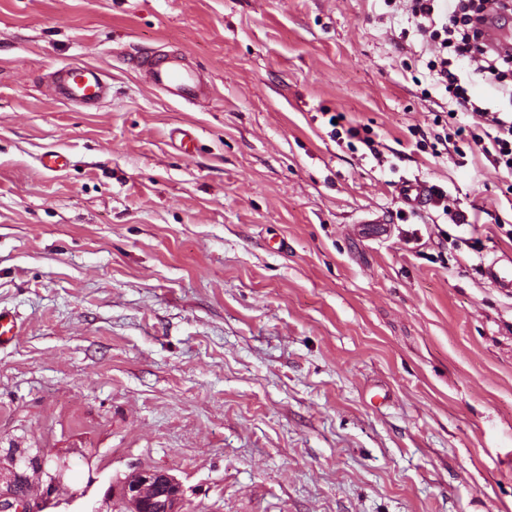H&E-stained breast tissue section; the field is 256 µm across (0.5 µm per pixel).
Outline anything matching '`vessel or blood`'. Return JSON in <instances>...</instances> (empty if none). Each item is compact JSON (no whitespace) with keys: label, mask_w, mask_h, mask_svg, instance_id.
I'll return each instance as SVG.
<instances>
[{"label":"vessel or blood","mask_w":512,"mask_h":512,"mask_svg":"<svg viewBox=\"0 0 512 512\" xmlns=\"http://www.w3.org/2000/svg\"><path fill=\"white\" fill-rule=\"evenodd\" d=\"M133 67L145 70L152 86L166 92L172 100L193 104L207 99L210 94L207 81L186 67L180 57H140L134 60ZM53 91L66 103L96 104L107 98L109 85L95 65L69 64L57 71ZM399 197L406 207L416 211L428 202L430 188L425 182L406 179L399 185ZM480 273L492 287L512 294L511 256L485 261Z\"/></svg>","instance_id":"1"}]
</instances>
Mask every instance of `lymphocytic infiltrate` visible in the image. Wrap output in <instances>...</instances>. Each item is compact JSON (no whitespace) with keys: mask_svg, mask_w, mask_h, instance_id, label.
<instances>
[{"mask_svg":"<svg viewBox=\"0 0 512 512\" xmlns=\"http://www.w3.org/2000/svg\"><path fill=\"white\" fill-rule=\"evenodd\" d=\"M512 11V0H479L476 10H469L467 0H411V15L417 32L437 37L444 52L430 61L429 70L435 81L444 85L452 113L459 119L449 127V138L471 139L478 151L494 168L512 177V112H498L478 106L469 90L454 72L456 59L469 58L485 81L512 98V55L489 47L483 40L481 23L487 14ZM479 117L481 134H473L463 124L466 115Z\"/></svg>","mask_w":512,"mask_h":512,"instance_id":"lymphocytic-infiltrate-1","label":"lymphocytic infiltrate"}]
</instances>
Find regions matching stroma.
I'll return each instance as SVG.
<instances>
[{"label": "stroma", "instance_id": "1", "mask_svg": "<svg viewBox=\"0 0 512 512\" xmlns=\"http://www.w3.org/2000/svg\"><path fill=\"white\" fill-rule=\"evenodd\" d=\"M149 51L212 102L149 87ZM430 58L385 0H0V448L69 458L51 512H118L135 468L184 512H512V295L480 275L512 178L432 153ZM74 62L97 106L47 95ZM406 179L478 224L408 210Z\"/></svg>", "mask_w": 512, "mask_h": 512}]
</instances>
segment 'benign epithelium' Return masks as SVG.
Returning a JSON list of instances; mask_svg holds the SVG:
<instances>
[{
    "label": "benign epithelium",
    "instance_id": "benign-epithelium-1",
    "mask_svg": "<svg viewBox=\"0 0 512 512\" xmlns=\"http://www.w3.org/2000/svg\"><path fill=\"white\" fill-rule=\"evenodd\" d=\"M50 459L38 453L23 466L12 464L0 469V512H43L32 493L49 505L60 490L66 464H56L55 473L48 472ZM119 498L124 512H183L184 494L179 480L158 469H135L121 483Z\"/></svg>",
    "mask_w": 512,
    "mask_h": 512
}]
</instances>
